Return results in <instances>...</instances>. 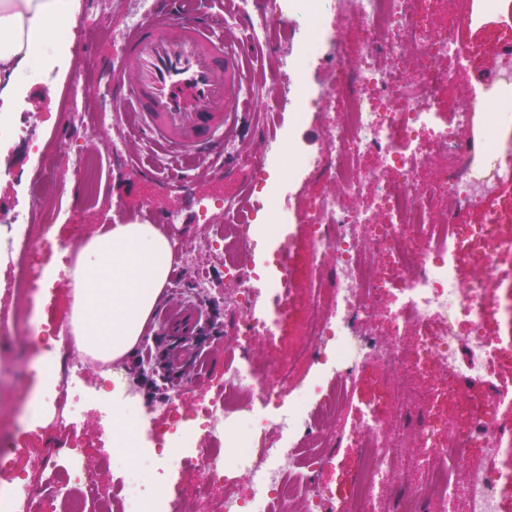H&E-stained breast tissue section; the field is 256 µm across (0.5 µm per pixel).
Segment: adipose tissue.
I'll use <instances>...</instances> for the list:
<instances>
[{
	"instance_id": "1",
	"label": "adipose tissue",
	"mask_w": 512,
	"mask_h": 512,
	"mask_svg": "<svg viewBox=\"0 0 512 512\" xmlns=\"http://www.w3.org/2000/svg\"><path fill=\"white\" fill-rule=\"evenodd\" d=\"M73 9V0H0V99L14 98L18 76L49 27ZM171 261V243L158 225H100L67 281L77 351L115 363L133 355Z\"/></svg>"
}]
</instances>
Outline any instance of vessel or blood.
I'll use <instances>...</instances> for the list:
<instances>
[{"label":"vessel or blood","mask_w":512,"mask_h":512,"mask_svg":"<svg viewBox=\"0 0 512 512\" xmlns=\"http://www.w3.org/2000/svg\"><path fill=\"white\" fill-rule=\"evenodd\" d=\"M133 79L116 78L114 101L133 137L167 160L195 162L223 156L244 106V57L222 23L201 10L199 0H149L122 43ZM204 311L170 304L159 318L168 334L188 337ZM195 363L208 375L207 356L179 346L172 368Z\"/></svg>","instance_id":"obj_1"}]
</instances>
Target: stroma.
<instances>
[{
    "instance_id": "stroma-1",
    "label": "stroma",
    "mask_w": 512,
    "mask_h": 512,
    "mask_svg": "<svg viewBox=\"0 0 512 512\" xmlns=\"http://www.w3.org/2000/svg\"><path fill=\"white\" fill-rule=\"evenodd\" d=\"M77 3V16L106 26L109 34L104 38L89 35L77 55L52 46L51 51L58 54L59 61L54 68L51 86L37 81L24 84L22 100L13 113L14 118L27 120L32 125L39 138L40 150L35 153L19 145L6 155L5 160L14 168L33 175L38 171L41 154L52 158L59 192L48 207L62 210L69 216L67 223L56 225V241L78 249L98 225L118 220L150 224L160 215L167 219L163 231L169 239L185 236L195 240L201 249L212 251L210 278L215 300L205 308L210 326L200 337L211 359V380L189 379L174 395L160 388L141 386L142 351H135L121 363L130 391L143 407L140 433L147 441L151 438L152 426L165 423L167 402H175L179 412L199 421L204 409L221 399L224 357L237 348L234 325L238 320L232 302V286L224 279V252L213 247L225 224V200L237 199L262 179L267 187L279 191L283 208L296 216L311 196L335 193L336 186L320 172L288 178L280 157L274 153L264 159L262 171H254L249 165V157L263 141L265 123L266 109L257 86L251 89L249 125L244 137L234 145L242 161L228 176L214 174L208 165L196 171L165 168L159 164L156 150L135 142L127 130L113 123L97 128L92 138L77 140L67 110L73 77L81 75L83 83L92 89L91 96L84 101L87 112L112 110L110 74L121 67L122 29L140 9L139 0H77ZM233 37L246 45L249 65L258 80L269 75L296 43L295 38L285 33L262 43L251 42L245 31L234 32ZM291 97V89H283L277 112V125L283 139L300 150L323 151L326 112L309 113L303 123H296L292 117ZM77 145L89 150L96 170V183L89 192L75 181L71 155ZM40 261L50 273L49 291L35 304L13 291V272L9 265L0 262V324L7 330L6 335H0V445L11 448L16 455L37 448L49 457L60 448L76 449L84 466L110 489L115 504L119 505L124 497L123 469L112 446V425L101 420L99 415V405L103 401L100 390L102 369L96 362H89L85 371L92 400L76 428L41 432L28 422V413L34 407L40 388L31 367L40 361L43 349L28 339L25 325L32 318L68 323L71 308L65 278L53 273L58 262L56 250H42ZM355 424L354 411L344 412L338 424L336 468L327 475L337 500L343 502L350 499L351 476L358 464L357 451L352 446L358 436Z\"/></svg>"
}]
</instances>
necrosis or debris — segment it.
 I'll list each match as a JSON object with an SVG mask.
<instances>
[{"instance_id":"1","label":"necrosis or debris","mask_w":512,"mask_h":512,"mask_svg":"<svg viewBox=\"0 0 512 512\" xmlns=\"http://www.w3.org/2000/svg\"><path fill=\"white\" fill-rule=\"evenodd\" d=\"M432 0H237L233 20L245 21L256 40L267 39L273 23L288 19L301 33L295 52L282 62L293 88V111L304 121L314 109L329 110L326 148L319 154L287 147L277 130L267 149L283 157L288 171L323 170L338 190L311 197L304 212L309 234V266L297 280L288 263L287 226L291 215L276 193L259 195L257 205L231 200L224 210V276L241 311L238 352L224 362V398L209 413L210 434L238 439L237 466H219V451L197 448L187 415L173 414L161 432L169 458L197 452L203 470H183L184 491L202 512H378L377 488L395 478L388 512H447L464 496L467 512H500V494L512 487V381L499 368L512 362V284L494 274L496 258L512 252V198L500 194L512 182V21L471 32L472 15L453 17L438 27ZM346 9L356 27L353 40L340 39L324 17ZM414 55L413 76L402 69ZM470 72L475 84L468 105L449 109L442 101L448 65ZM330 66L329 79L310 88V69ZM500 92L495 110L484 95ZM453 155L456 163L432 180L426 144ZM26 181L21 202L0 209V262L17 271L13 288L29 301L41 290L31 275L42 246L28 233L42 225L43 237L62 212L43 215L41 201L53 193L55 176L44 167L32 178L0 164V179ZM368 196L362 208L346 198ZM482 215L466 221L468 211ZM268 223H258V216ZM368 226L359 235L360 226ZM279 240L265 268L241 263L236 253L254 248L257 237ZM184 277L168 289L203 303L209 299L208 264L193 240H176ZM479 267L481 276L462 283L460 262ZM332 288L322 287L323 270ZM193 288H185V278ZM276 296L272 310L257 311V285ZM307 294L302 336L286 359L257 369L247 352L257 341L275 339L288 317L295 288ZM386 308L383 339L359 335L354 324L377 306ZM427 374L444 373L424 402L409 400L396 387L393 370L403 363ZM363 374L379 388L355 408L359 464L349 503L342 504L321 475L332 467L334 419L350 406L351 387ZM83 369L67 364L40 394L37 420L51 427L80 423ZM458 396L462 413L448 423L440 407ZM416 447L422 457L410 461ZM64 455L70 482L58 494L64 512H106L110 492L83 470L73 449ZM152 457L124 466V512H181L179 500L159 503L143 487ZM244 467L249 488L234 472ZM15 461L0 452V512H40L38 488L11 477Z\"/></svg>"}]
</instances>
